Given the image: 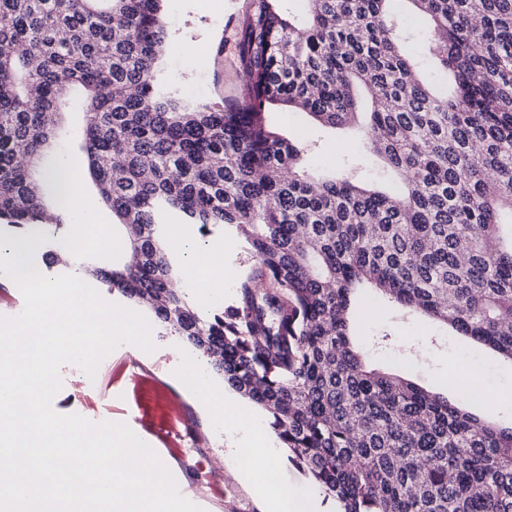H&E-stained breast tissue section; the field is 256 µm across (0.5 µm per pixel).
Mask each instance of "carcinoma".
<instances>
[{
    "instance_id": "1",
    "label": "carcinoma",
    "mask_w": 512,
    "mask_h": 512,
    "mask_svg": "<svg viewBox=\"0 0 512 512\" xmlns=\"http://www.w3.org/2000/svg\"><path fill=\"white\" fill-rule=\"evenodd\" d=\"M164 2L0 0V221L36 240L49 209L71 223L65 117L82 114L77 156L132 254L86 268L261 407L339 512H512V427L367 367L351 318L369 285L512 361V0H308L303 21L249 0L245 81L224 104L165 88ZM410 15L451 86L421 81L401 50ZM269 106L363 122L399 190L305 169ZM172 224L235 229L252 264L234 304L192 306ZM40 250L49 265L72 253Z\"/></svg>"
}]
</instances>
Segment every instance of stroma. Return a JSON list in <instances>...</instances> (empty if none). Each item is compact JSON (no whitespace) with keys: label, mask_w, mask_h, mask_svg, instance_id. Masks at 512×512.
<instances>
[{"label":"stroma","mask_w":512,"mask_h":512,"mask_svg":"<svg viewBox=\"0 0 512 512\" xmlns=\"http://www.w3.org/2000/svg\"><path fill=\"white\" fill-rule=\"evenodd\" d=\"M246 4L247 0H167L164 10L170 48L162 68L169 89L178 98L219 102L236 97L241 75L234 26ZM188 45L203 56L202 66L186 64L183 49ZM266 121L283 136L305 144L312 165L336 170L379 188L393 181L376 159L350 165V158L362 151L358 129L326 128L314 123L306 113L277 107L267 111ZM207 242L224 248V264L232 273L224 278L223 297L225 303H232L235 274L249 264L250 257L232 229L213 232ZM355 328L360 347L374 367L426 389L446 393L450 399L460 396L459 390L450 384V377L470 363L484 368L488 389L512 390V363L500 359L488 347L457 335L446 325L406 312L382 299L374 289L360 292ZM412 336L420 337L419 347H409L407 340ZM151 339L155 350L150 354L133 344L115 348L103 375L93 380L76 372L74 365H63L60 369L63 386L52 400L54 411L62 415L77 414L93 422L123 424L127 421L126 406H134L137 433L174 471L182 496L202 512H265V502L254 494L249 484L225 482L220 471L225 452L224 430L215 414L205 410L199 398L182 387L174 375L176 353L187 350V342L157 324L152 327ZM129 355L145 364L150 374L148 380L139 383L130 380L125 366ZM184 417L198 428L202 446L195 449L194 456L205 460L214 476L213 483L197 481L161 441L162 432L179 426Z\"/></svg>","instance_id":"35a3bbf8"}]
</instances>
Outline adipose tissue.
I'll list each match as a JSON object with an SVG mask.
<instances>
[{"mask_svg":"<svg viewBox=\"0 0 512 512\" xmlns=\"http://www.w3.org/2000/svg\"><path fill=\"white\" fill-rule=\"evenodd\" d=\"M169 248L184 257L186 277L208 286L211 281L223 278L224 264L210 246L196 243L193 239L178 234L168 239ZM185 384L193 387L201 403L208 409H221L225 421L232 423L239 434V445H246L254 427V418L231 397L210 390L196 367L183 370ZM225 480L232 482L249 481L258 496L268 500L272 512H320L319 495L299 496L279 478L277 455L274 450L252 454L246 465L228 466L224 469Z\"/></svg>","mask_w":512,"mask_h":512,"instance_id":"obj_1","label":"adipose tissue"}]
</instances>
